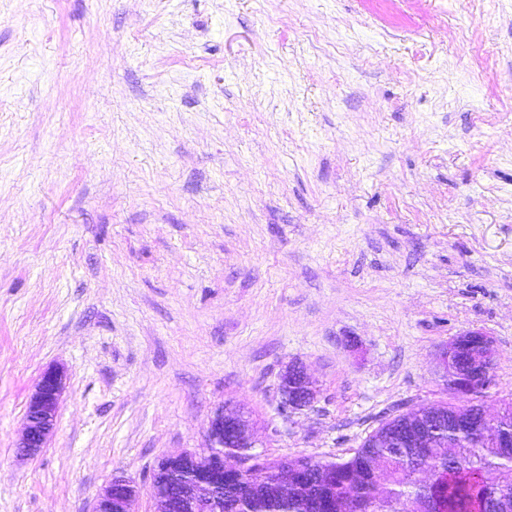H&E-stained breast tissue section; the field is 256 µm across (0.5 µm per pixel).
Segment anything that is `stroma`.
Segmentation results:
<instances>
[{"label": "stroma", "instance_id": "1", "mask_svg": "<svg viewBox=\"0 0 512 512\" xmlns=\"http://www.w3.org/2000/svg\"><path fill=\"white\" fill-rule=\"evenodd\" d=\"M512 401V0H0V512H157L217 411L273 460ZM301 365L313 405L285 414ZM55 429L18 443L41 374ZM496 355L493 338L481 331H467L450 340L440 357L442 377L451 387L450 391L478 401L492 386ZM464 357L467 374L459 372V361ZM279 389L281 410L284 412L295 413L309 408L317 397V391L303 367L295 364L281 375ZM65 376L57 370H46L29 397L25 411L24 434L18 448L25 455L44 448L53 432ZM140 490L136 483L125 478H114L93 502L92 512H134Z\"/></svg>", "mask_w": 512, "mask_h": 512}]
</instances>
